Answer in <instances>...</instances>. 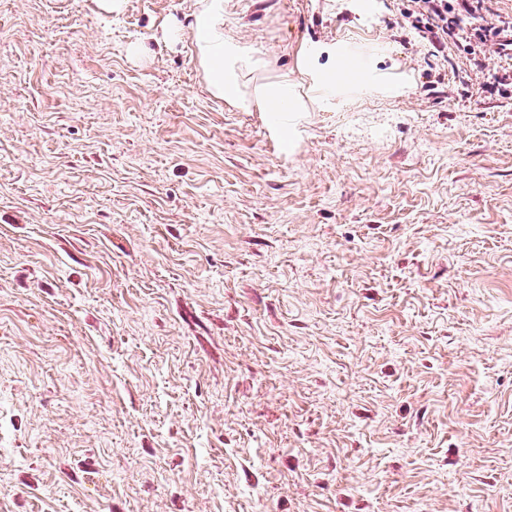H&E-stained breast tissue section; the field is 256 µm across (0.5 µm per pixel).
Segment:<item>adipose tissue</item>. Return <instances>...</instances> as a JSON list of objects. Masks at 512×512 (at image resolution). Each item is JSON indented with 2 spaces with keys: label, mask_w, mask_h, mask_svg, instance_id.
Masks as SVG:
<instances>
[{
  "label": "adipose tissue",
  "mask_w": 512,
  "mask_h": 512,
  "mask_svg": "<svg viewBox=\"0 0 512 512\" xmlns=\"http://www.w3.org/2000/svg\"><path fill=\"white\" fill-rule=\"evenodd\" d=\"M189 32L209 94L246 111L309 112L365 84L387 96L402 90L401 84L378 74L343 76L335 64L336 47L321 45L305 46L300 51L301 65L310 76L306 88L281 78L260 85L250 94L243 90L241 80L263 68L266 61L253 49L225 37L224 0H195ZM323 56L328 59L324 66L318 63Z\"/></svg>",
  "instance_id": "adipose-tissue-1"
}]
</instances>
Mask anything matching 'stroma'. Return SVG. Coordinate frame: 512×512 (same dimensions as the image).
<instances>
[{"label":"stroma","instance_id":"obj_1","mask_svg":"<svg viewBox=\"0 0 512 512\" xmlns=\"http://www.w3.org/2000/svg\"><path fill=\"white\" fill-rule=\"evenodd\" d=\"M194 0H0V512H512V85L407 0H224L402 80L212 98Z\"/></svg>","mask_w":512,"mask_h":512}]
</instances>
